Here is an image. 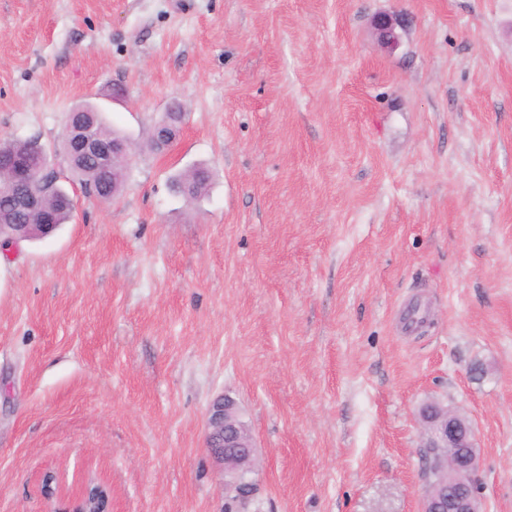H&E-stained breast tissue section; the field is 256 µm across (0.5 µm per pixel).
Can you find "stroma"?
<instances>
[{
  "mask_svg": "<svg viewBox=\"0 0 512 512\" xmlns=\"http://www.w3.org/2000/svg\"><path fill=\"white\" fill-rule=\"evenodd\" d=\"M85 102L138 146L109 203L65 159ZM12 138L77 208L0 254V512H60L48 472L112 512H224L221 394L257 442L247 512H419L432 402L512 512V0H0ZM195 169V177L190 172L179 174L173 181L174 191L189 200L200 197L207 189L210 175L208 170L202 167ZM208 172V173H207Z\"/></svg>",
  "mask_w": 512,
  "mask_h": 512,
  "instance_id": "1",
  "label": "stroma"
}]
</instances>
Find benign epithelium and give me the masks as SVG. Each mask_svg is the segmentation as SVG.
I'll return each instance as SVG.
<instances>
[{
  "instance_id": "1",
  "label": "benign epithelium",
  "mask_w": 512,
  "mask_h": 512,
  "mask_svg": "<svg viewBox=\"0 0 512 512\" xmlns=\"http://www.w3.org/2000/svg\"><path fill=\"white\" fill-rule=\"evenodd\" d=\"M378 39L393 45L397 37L389 19L375 20ZM66 139L72 156L92 158L106 171L130 159L127 138L107 142L93 132V123L70 113ZM49 172V162L41 154L18 161L16 177L29 183L36 173ZM423 447L435 454L433 465L424 471L422 512H483L477 495L474 474L478 468L476 438L469 419L451 410L431 404L420 413ZM206 448L222 473L253 464L256 445L242 421L236 402L227 396L215 399L206 416Z\"/></svg>"
}]
</instances>
